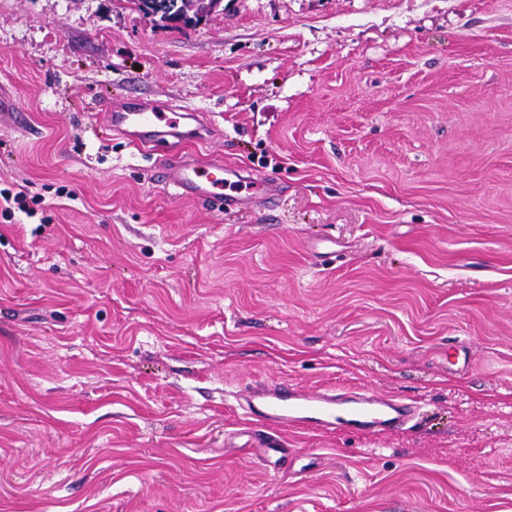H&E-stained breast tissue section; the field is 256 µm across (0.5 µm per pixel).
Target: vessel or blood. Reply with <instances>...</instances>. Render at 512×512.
Instances as JSON below:
<instances>
[{"label":"vessel or blood","instance_id":"b4317fda","mask_svg":"<svg viewBox=\"0 0 512 512\" xmlns=\"http://www.w3.org/2000/svg\"><path fill=\"white\" fill-rule=\"evenodd\" d=\"M113 134L149 150H162L154 170L156 182L177 198H188L217 210H232L244 199L261 200L271 195L272 186L263 180H243L239 171L223 161L201 168L184 152L186 143L204 140L208 126L196 111L175 105L148 103L140 98L120 105L103 102ZM249 417L305 430H333L339 424L360 430L382 427L403 428L415 415L404 399L354 389H304L283 383L255 385L247 399Z\"/></svg>","mask_w":512,"mask_h":512}]
</instances>
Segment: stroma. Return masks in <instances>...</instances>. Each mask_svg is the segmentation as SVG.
<instances>
[{"label": "stroma", "instance_id": "stroma-1", "mask_svg": "<svg viewBox=\"0 0 512 512\" xmlns=\"http://www.w3.org/2000/svg\"><path fill=\"white\" fill-rule=\"evenodd\" d=\"M0 83V512H512V0H0ZM129 96L276 200L157 187L92 107ZM263 382L419 415L268 426ZM170 2L173 12L179 16L184 23L188 21H195V25L203 18L208 17L212 12L213 0H129L130 3L135 5V8L145 14L158 17V22L162 26L171 28H182L184 26L175 25L171 22V15L167 14V10H159L156 7L149 6L147 2ZM201 17V18H200ZM200 21V22H201Z\"/></svg>", "mask_w": 512, "mask_h": 512}]
</instances>
